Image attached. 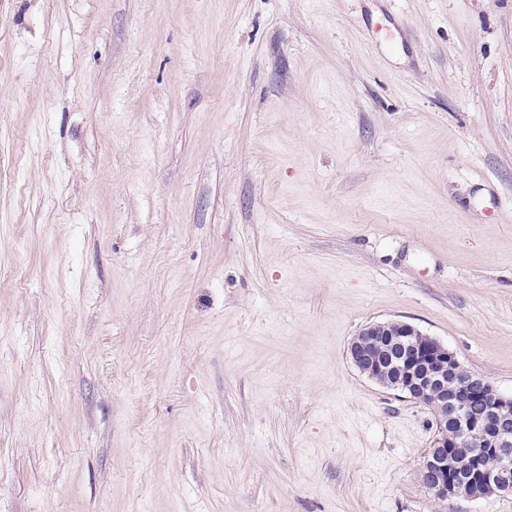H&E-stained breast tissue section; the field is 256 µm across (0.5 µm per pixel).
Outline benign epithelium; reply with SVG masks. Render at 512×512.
I'll return each instance as SVG.
<instances>
[{"instance_id": "7a95c632", "label": "benign epithelium", "mask_w": 512, "mask_h": 512, "mask_svg": "<svg viewBox=\"0 0 512 512\" xmlns=\"http://www.w3.org/2000/svg\"><path fill=\"white\" fill-rule=\"evenodd\" d=\"M349 355L361 373L432 410L436 431L420 477L437 499L512 494V395L466 372L447 346L404 321L366 326ZM451 448L472 449L469 478L456 474ZM487 455L496 457V467L485 466Z\"/></svg>"}]
</instances>
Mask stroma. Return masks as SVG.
I'll return each instance as SVG.
<instances>
[{"mask_svg":"<svg viewBox=\"0 0 512 512\" xmlns=\"http://www.w3.org/2000/svg\"><path fill=\"white\" fill-rule=\"evenodd\" d=\"M390 320L512 394V0H0V512H512ZM384 343L397 356L373 351ZM349 355L356 368L388 390L428 406L436 431L425 454L420 477L434 496L447 501L478 498L489 494H512V395L500 393L488 380L464 370L455 353L439 340L404 321L373 323L363 328L350 344ZM394 370L392 380L378 373ZM473 380L479 383L470 386ZM474 400L478 413L470 411ZM455 421L456 430L448 421ZM456 448H472L473 467L468 479L456 470ZM459 471L470 470L462 452H456ZM493 455L498 464L488 468L484 457Z\"/></svg>","mask_w":512,"mask_h":512,"instance_id":"35a3bbf8","label":"stroma"}]
</instances>
